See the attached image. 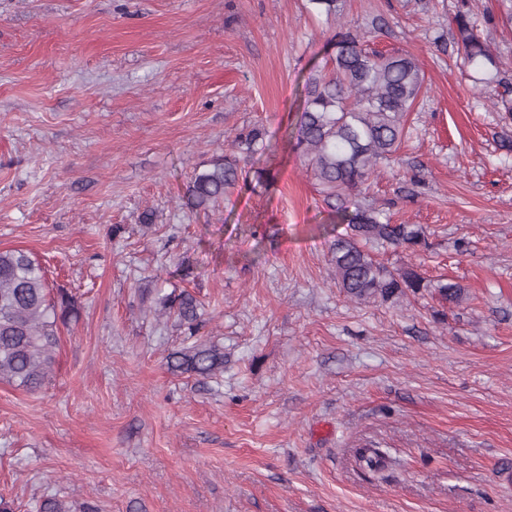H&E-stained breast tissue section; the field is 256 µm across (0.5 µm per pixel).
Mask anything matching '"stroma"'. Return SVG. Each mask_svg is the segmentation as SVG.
I'll return each instance as SVG.
<instances>
[{
  "label": "stroma",
  "mask_w": 512,
  "mask_h": 512,
  "mask_svg": "<svg viewBox=\"0 0 512 512\" xmlns=\"http://www.w3.org/2000/svg\"><path fill=\"white\" fill-rule=\"evenodd\" d=\"M462 1L346 0L333 23L307 0H0V249L80 302L46 386L0 381L16 512H512V118L456 53ZM341 26L413 54L428 88L366 197L428 237L380 252L430 283L394 302L337 287L344 227L294 149ZM254 126L266 148L224 202L182 207ZM176 288L204 305L195 338L159 312ZM196 340L223 372L170 370ZM369 441L401 461L386 478L355 460Z\"/></svg>",
  "instance_id": "stroma-1"
}]
</instances>
